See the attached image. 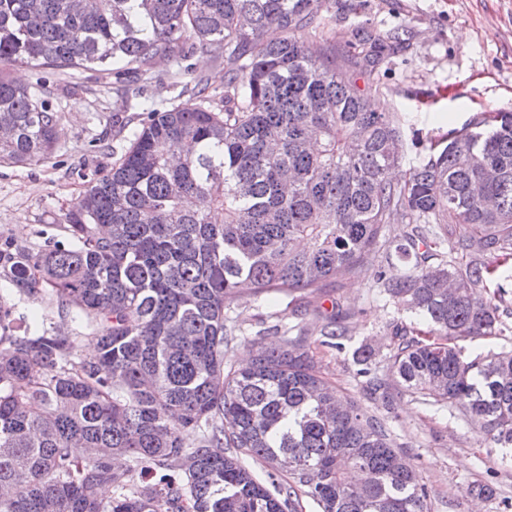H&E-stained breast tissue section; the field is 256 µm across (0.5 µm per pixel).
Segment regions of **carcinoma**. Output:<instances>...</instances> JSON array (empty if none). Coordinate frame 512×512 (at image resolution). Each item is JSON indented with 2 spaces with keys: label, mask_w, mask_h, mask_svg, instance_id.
Masks as SVG:
<instances>
[{
  "label": "carcinoma",
  "mask_w": 512,
  "mask_h": 512,
  "mask_svg": "<svg viewBox=\"0 0 512 512\" xmlns=\"http://www.w3.org/2000/svg\"><path fill=\"white\" fill-rule=\"evenodd\" d=\"M330 0H0V66L59 76L111 66L153 79L165 60L191 87L152 109L110 170L64 214L68 242L0 247L18 292L55 297L98 332L19 335L0 301V512H431L430 494L383 415L320 372L306 335L224 369L243 295L317 292L364 270L398 310L378 366L356 352L363 392L408 394L512 447V349L471 355L512 317V111L430 140L400 180L405 112H375L373 85L336 66ZM277 28L282 37L267 38ZM399 35L361 58L369 77ZM224 60V107L185 62ZM43 86L0 74V163L53 150L61 115ZM406 226L380 242L384 225ZM490 293L487 299L482 294ZM342 346L343 304L318 311ZM288 481L269 489L240 461ZM114 489L105 502L99 492Z\"/></svg>",
  "instance_id": "carcinoma-1"
}]
</instances>
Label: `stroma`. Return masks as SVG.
Returning <instances> with one entry per match:
<instances>
[{
  "instance_id": "1",
  "label": "stroma",
  "mask_w": 512,
  "mask_h": 512,
  "mask_svg": "<svg viewBox=\"0 0 512 512\" xmlns=\"http://www.w3.org/2000/svg\"><path fill=\"white\" fill-rule=\"evenodd\" d=\"M330 16L327 36L337 66L347 69L357 60L356 35L400 33L403 42L382 68L380 90L372 94L371 104L380 111L411 114L413 127L405 133L407 159L423 155L429 138L460 128L477 113L512 109V0H335ZM112 82L110 74L87 71L76 83H54L49 105L62 119L49 159L0 164V245L15 243L37 252L63 240L64 214L93 174L111 168L137 119L177 102L181 90L165 61L155 64L154 77L139 96L117 97ZM371 280L366 270L306 295L301 319L290 297L242 296L233 305L242 332L226 350L225 365L246 363L266 320L284 330L301 323L328 381L376 412V404L361 392L354 353L368 346L386 354L392 342L389 326L404 315L372 288ZM334 298L347 309V335L340 351L319 343L322 322L317 311ZM0 299L10 306L18 328L64 331L76 336L78 354L93 353L95 331L83 314L61 316L48 297L20 294L1 275ZM388 424L431 492V512H504V501H512V456L494 447L478 426L409 395L397 399ZM475 481L494 484L498 497L465 498L464 488Z\"/></svg>"
}]
</instances>
